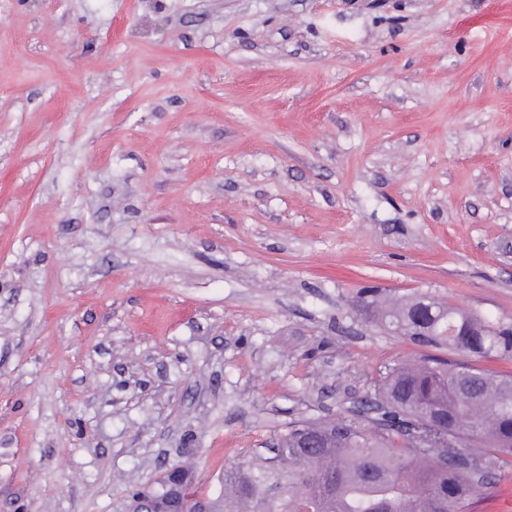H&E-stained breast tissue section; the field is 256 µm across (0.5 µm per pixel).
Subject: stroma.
I'll return each instance as SVG.
<instances>
[{"label": "stroma", "mask_w": 512, "mask_h": 512, "mask_svg": "<svg viewBox=\"0 0 512 512\" xmlns=\"http://www.w3.org/2000/svg\"><path fill=\"white\" fill-rule=\"evenodd\" d=\"M512 324V0H0V512H128ZM372 298L369 300L368 298ZM419 298L427 299L423 304ZM363 306L360 307L359 303ZM355 307L384 322L389 328L403 324L401 333L411 342L426 347H445L467 358L512 357V328L476 318L424 294L403 297L358 295ZM361 308V309H360ZM392 324V325H391ZM414 325V326H413Z\"/></svg>", "instance_id": "35a3bbf8"}]
</instances>
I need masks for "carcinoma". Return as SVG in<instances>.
<instances>
[{
	"label": "carcinoma",
	"instance_id": "cac0c4a2",
	"mask_svg": "<svg viewBox=\"0 0 512 512\" xmlns=\"http://www.w3.org/2000/svg\"><path fill=\"white\" fill-rule=\"evenodd\" d=\"M353 301L426 347L468 358L512 357V328L433 298ZM380 415L370 436L352 421H296L267 459L224 473V512H467L512 467V376L429 357L388 369L366 398ZM436 416L448 460L417 445L412 429ZM476 441L478 448L467 447Z\"/></svg>",
	"mask_w": 512,
	"mask_h": 512
}]
</instances>
